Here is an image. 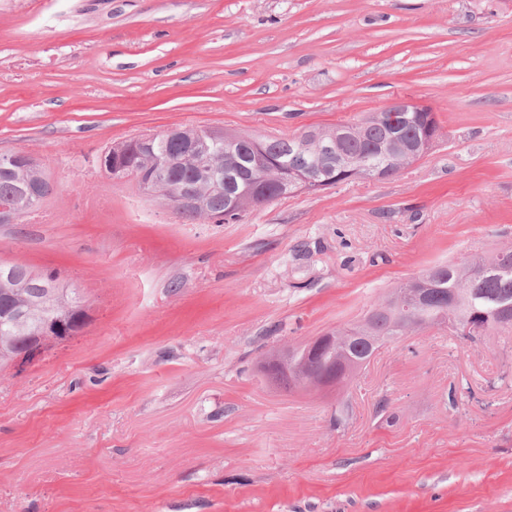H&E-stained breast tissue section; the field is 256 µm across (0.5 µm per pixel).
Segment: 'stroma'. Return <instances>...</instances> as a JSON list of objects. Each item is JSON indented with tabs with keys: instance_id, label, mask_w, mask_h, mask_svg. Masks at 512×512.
Instances as JSON below:
<instances>
[{
	"instance_id": "35a3bbf8",
	"label": "stroma",
	"mask_w": 512,
	"mask_h": 512,
	"mask_svg": "<svg viewBox=\"0 0 512 512\" xmlns=\"http://www.w3.org/2000/svg\"><path fill=\"white\" fill-rule=\"evenodd\" d=\"M402 97L445 131L424 158L235 223H174L100 164L143 131L288 135ZM16 150L49 162L50 220L0 224V261L87 318L0 369V512H512V335L402 337L340 395L257 368L512 245V0H0ZM263 359L260 361L259 365L260 372L270 383L275 385L277 388L288 392L304 388L300 385L298 380L291 373H289V368L288 373L276 367H270L269 369H266L263 363Z\"/></svg>"
}]
</instances>
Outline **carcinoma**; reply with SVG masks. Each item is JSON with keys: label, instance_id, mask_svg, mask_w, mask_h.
<instances>
[{"label": "carcinoma", "instance_id": "carcinoma-1", "mask_svg": "<svg viewBox=\"0 0 512 512\" xmlns=\"http://www.w3.org/2000/svg\"><path fill=\"white\" fill-rule=\"evenodd\" d=\"M426 112H372L365 118L328 128H313L290 137H267L258 145L228 142L233 133L209 131L199 150L190 146L197 129L180 127L183 136L173 139L164 133L150 142L144 134L109 146L103 155L107 176L114 182L133 181L144 194L166 200L183 222L211 220L216 224L238 220L247 210H258L276 198L290 194V182L309 171L313 138L336 137V155L322 165L333 184L349 181L350 172L362 169L364 178L383 180L402 169L400 152L391 137L404 145L415 144L427 135ZM235 151L238 163L224 171V177L249 180L257 191L248 206L231 207L224 190L210 187V165ZM201 187L200 205L180 204L185 189ZM53 193L43 165L21 157L0 154V209H8L20 221L37 211ZM428 293L416 308L404 309L394 296L415 287L408 279L380 299L360 320L329 329L335 336L350 337L351 344L328 347L322 354L323 385L341 389L352 376L344 373L352 358L368 360L375 351L399 336L446 328L448 334L475 342L491 333H512V247L487 254H467L456 260L435 264L423 271ZM58 279L54 272L31 277L30 268L12 264L0 272V321L17 304L30 306L26 332L35 331L43 317L58 310L51 298L40 292ZM260 372L277 388L292 392L301 388L298 380L279 368L260 366Z\"/></svg>", "mask_w": 512, "mask_h": 512}]
</instances>
